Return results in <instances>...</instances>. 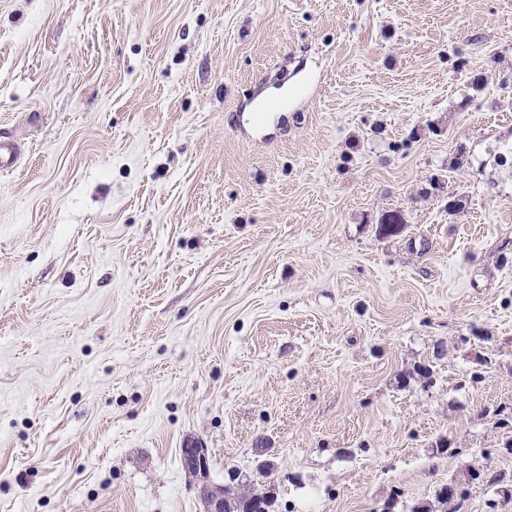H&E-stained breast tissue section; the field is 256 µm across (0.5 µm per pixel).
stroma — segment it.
<instances>
[{
    "label": "stroma",
    "instance_id": "obj_1",
    "mask_svg": "<svg viewBox=\"0 0 512 512\" xmlns=\"http://www.w3.org/2000/svg\"><path fill=\"white\" fill-rule=\"evenodd\" d=\"M1 141L0 512H512V0H0ZM182 462L186 473L193 478L197 497L203 504V512H229L227 498L224 496V486L230 487L241 506L253 501L257 497L266 498L265 494H255L251 490V483L240 482L239 476L223 485H215L209 478L208 449L199 442L187 444L182 448ZM237 480V483L235 481ZM269 500H259L252 503V512H268L265 503Z\"/></svg>",
    "mask_w": 512,
    "mask_h": 512
}]
</instances>
